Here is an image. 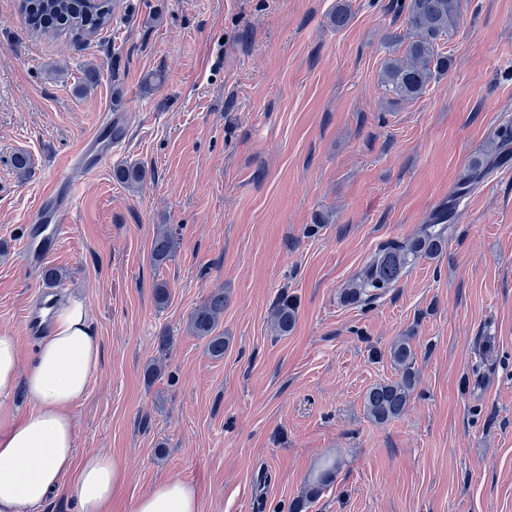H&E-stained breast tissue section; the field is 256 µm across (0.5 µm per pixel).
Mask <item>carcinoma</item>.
Listing matches in <instances>:
<instances>
[{"instance_id":"carcinoma-1","label":"carcinoma","mask_w":512,"mask_h":512,"mask_svg":"<svg viewBox=\"0 0 512 512\" xmlns=\"http://www.w3.org/2000/svg\"><path fill=\"white\" fill-rule=\"evenodd\" d=\"M18 8L28 28L35 34H66L76 42H84L108 27L112 19V0H19ZM409 42L404 56L390 58L380 74L381 83L393 100L409 101L420 97L435 75L448 70V57L438 52V42L451 34L460 16V0H404ZM501 151L490 159L475 161L458 181L457 195L472 191L494 164L506 159V147L512 140V125L507 124L495 134ZM120 183L132 186L142 181L143 173L132 164H122L113 171ZM455 200L435 212L431 221L422 225L410 240H387L357 275L346 292L350 303L372 301L401 279L406 270L422 258L439 254L445 243L448 223L452 220ZM177 249L176 232L161 227L151 244V259L162 265L172 259ZM224 289L211 291L192 311L189 330L207 339L211 357H224V334L216 332L224 316ZM297 318V307L287 294H281L271 313L274 329L281 335L291 332ZM390 361L399 378L371 387L364 396V406L371 419L379 424L391 422L406 412L416 386V354L411 338L400 336L388 350ZM340 462L326 458L309 481L304 497L292 504L290 512H304L307 503L318 497L332 482Z\"/></svg>"}]
</instances>
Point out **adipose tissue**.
<instances>
[{
	"label": "adipose tissue",
	"instance_id": "ef3b65f1",
	"mask_svg": "<svg viewBox=\"0 0 512 512\" xmlns=\"http://www.w3.org/2000/svg\"><path fill=\"white\" fill-rule=\"evenodd\" d=\"M103 352L84 302L69 299L54 310L29 362L14 336L0 333V512H43L65 479L79 512H106L127 473L109 454L76 453L75 406L100 370ZM32 402L15 407L18 392ZM132 512H200L196 490L176 477L158 482Z\"/></svg>",
	"mask_w": 512,
	"mask_h": 512
}]
</instances>
